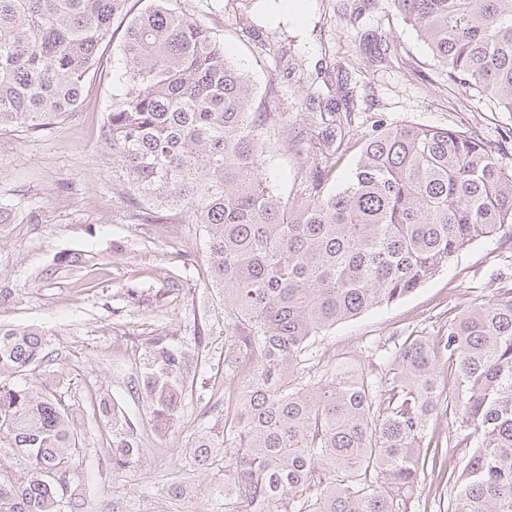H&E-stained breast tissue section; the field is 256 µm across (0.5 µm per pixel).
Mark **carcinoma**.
Wrapping results in <instances>:
<instances>
[{"mask_svg":"<svg viewBox=\"0 0 512 512\" xmlns=\"http://www.w3.org/2000/svg\"><path fill=\"white\" fill-rule=\"evenodd\" d=\"M0 0V129L37 133L77 111L117 21L112 110L101 128L134 216L161 209L204 227L203 274L224 305V434L199 435L200 465L223 477L224 512H413L446 414L472 443L448 477V512H512V288L436 336L385 349L386 370L321 375L312 343L399 301L456 253L512 224V169L465 131L376 121L345 186L329 188L351 113L304 124L312 164L296 193L265 177L266 132L283 112L255 105L250 78L208 29L150 0ZM274 21L282 0H246ZM448 81L512 112V0H393ZM46 334L0 323V512H84L82 436L65 393L31 379L53 364ZM196 367L166 336L145 339L137 390L164 437ZM112 470L139 454L105 397Z\"/></svg>","mask_w":512,"mask_h":512,"instance_id":"carcinoma-1","label":"carcinoma"}]
</instances>
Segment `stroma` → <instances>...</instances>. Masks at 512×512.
Wrapping results in <instances>:
<instances>
[{
  "mask_svg": "<svg viewBox=\"0 0 512 512\" xmlns=\"http://www.w3.org/2000/svg\"><path fill=\"white\" fill-rule=\"evenodd\" d=\"M304 21L280 25L248 12L241 0H180L250 75L267 109L293 118L340 98V78L353 87V132L332 184L342 187L373 121L453 128L497 146L512 167V113L477 102L449 84L423 41L405 26L392 0H305ZM114 28L100 47L101 66L87 78L77 112L32 134L0 130V323L42 330L58 355L54 366L77 408L86 512H224L220 482L194 461L200 433L222 434L224 414L210 398L212 373L195 390L173 434L156 437L135 383L149 336L175 339L190 354L216 360L224 348L217 289L198 269L204 239L194 224H141L112 183V152L101 126L117 85L111 64L122 41ZM295 78H287V70ZM309 165L299 148L271 152L267 172L280 193L295 191ZM73 270L58 268L59 258ZM512 288V224L474 241L410 296L337 324L314 347L318 372L370 369L389 338L432 336L450 320ZM136 288L129 297L128 288ZM108 395L131 419L140 444L133 467L114 473L110 433L94 418L92 398ZM446 465L428 467L414 512H446ZM180 483L171 497L168 486Z\"/></svg>",
  "mask_w": 512,
  "mask_h": 512,
  "instance_id": "1",
  "label": "stroma"
}]
</instances>
